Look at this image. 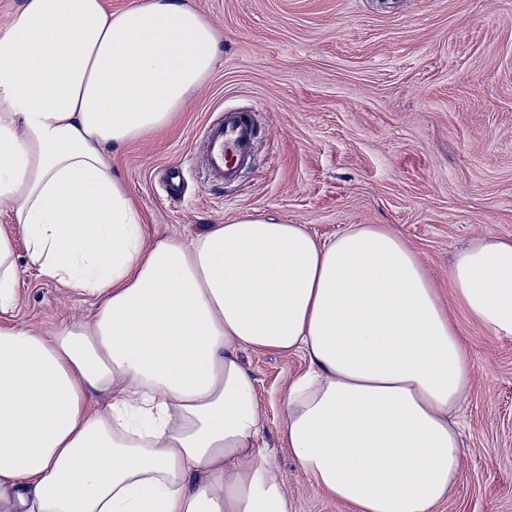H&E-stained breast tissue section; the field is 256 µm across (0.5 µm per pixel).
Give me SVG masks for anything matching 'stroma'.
I'll use <instances>...</instances> for the list:
<instances>
[{"label":"stroma","instance_id":"stroma-1","mask_svg":"<svg viewBox=\"0 0 512 512\" xmlns=\"http://www.w3.org/2000/svg\"><path fill=\"white\" fill-rule=\"evenodd\" d=\"M215 27L219 62L172 125L110 155L147 239L266 213L316 237L385 224L417 252L471 358L457 415L463 466L438 512H512V339L491 336L455 302V253L512 239V0H185ZM252 111L251 163L224 185L199 158L207 121ZM183 165L180 200L162 188ZM18 303L0 324L56 330L96 313L95 296L38 276L16 234ZM265 439L295 512H343L281 442L284 397L307 368L295 354L243 350Z\"/></svg>","mask_w":512,"mask_h":512}]
</instances>
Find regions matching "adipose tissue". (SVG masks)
<instances>
[{
  "mask_svg": "<svg viewBox=\"0 0 512 512\" xmlns=\"http://www.w3.org/2000/svg\"><path fill=\"white\" fill-rule=\"evenodd\" d=\"M212 24L181 0H24L0 31V202L43 277L96 295L50 336L0 327V512H292L241 351L301 354L282 440L347 512H437L463 451L471 360L390 227L327 241L246 214L146 241L111 150L167 127L210 75ZM512 339V241L449 271Z\"/></svg>",
  "mask_w": 512,
  "mask_h": 512,
  "instance_id": "obj_1",
  "label": "adipose tissue"
}]
</instances>
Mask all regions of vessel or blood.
I'll return each mask as SVG.
<instances>
[{"label":"vessel or blood","mask_w":512,"mask_h":512,"mask_svg":"<svg viewBox=\"0 0 512 512\" xmlns=\"http://www.w3.org/2000/svg\"><path fill=\"white\" fill-rule=\"evenodd\" d=\"M257 137L251 114L228 109L205 125L201 162L213 182L235 181L250 158Z\"/></svg>","instance_id":"obj_1"}]
</instances>
